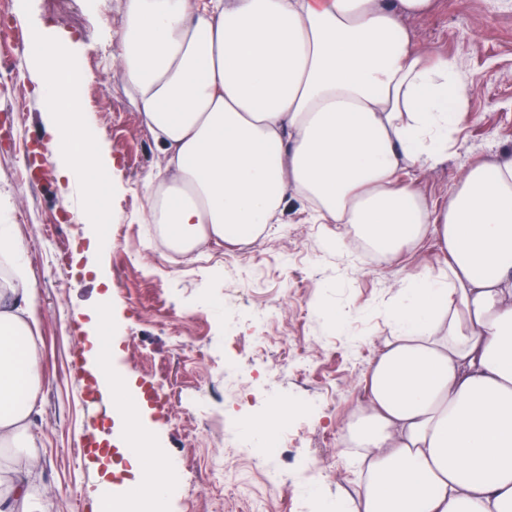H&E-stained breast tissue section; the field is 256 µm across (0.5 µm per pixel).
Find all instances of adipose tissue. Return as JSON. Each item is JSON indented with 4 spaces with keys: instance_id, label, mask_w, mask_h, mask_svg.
Wrapping results in <instances>:
<instances>
[{
    "instance_id": "ef3b65f1",
    "label": "adipose tissue",
    "mask_w": 512,
    "mask_h": 512,
    "mask_svg": "<svg viewBox=\"0 0 512 512\" xmlns=\"http://www.w3.org/2000/svg\"><path fill=\"white\" fill-rule=\"evenodd\" d=\"M431 5L123 0L120 63L164 159L147 178L146 220L183 251L256 237L292 195L318 223L359 225L388 266L404 245L436 240L443 273L407 274L346 427L364 467L355 512H512V155L470 166L444 206L419 195L413 169L444 160L464 110L455 62L431 59L399 25ZM33 40L62 175L97 200L106 156L84 134L74 65L52 37ZM27 251L18 226L0 224L14 265L0 290V447L19 457L0 469V512H53L30 486L41 373ZM112 398L141 441L134 488L163 512L157 443L127 410L125 384Z\"/></svg>"
}]
</instances>
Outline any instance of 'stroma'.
Wrapping results in <instances>:
<instances>
[{"label":"stroma","instance_id":"obj_1","mask_svg":"<svg viewBox=\"0 0 512 512\" xmlns=\"http://www.w3.org/2000/svg\"><path fill=\"white\" fill-rule=\"evenodd\" d=\"M0 19V54L21 55L26 67L35 49L20 44L23 21L68 39L83 75L81 112L112 160L111 173L100 176L108 194L98 199L112 238L92 250L86 199L76 191L66 201L60 192L46 103L29 74L0 79V195L10 199L0 222L18 225L28 239V270L39 288L34 492L52 495L54 512H94L104 488L98 450L127 446L116 420L88 430L80 396L97 268L112 284V323L100 331L128 388L155 394L141 404L143 419L178 461L183 485L169 512H254L259 500L265 512H285L295 497L307 512H320L323 502L355 497L359 477L342 458V430L390 334L397 290L416 266L435 265V241L404 247L393 266L371 267L337 250L339 225L312 223L295 200L248 250L212 239L193 256H171L158 225L144 221V179L162 157L117 60L121 0H98L92 11L80 0H0ZM399 23L415 47L455 60L465 84V112L447 160L418 175L420 194L442 206L472 161L512 153V0H433L430 11ZM13 95L26 97V111L10 110ZM188 337L196 346L182 349ZM283 361L287 372L274 371ZM279 401L294 412L278 457L288 481L272 489L224 433L267 421ZM90 432L98 448L84 447ZM216 469L231 481L214 484Z\"/></svg>","mask_w":512,"mask_h":512}]
</instances>
